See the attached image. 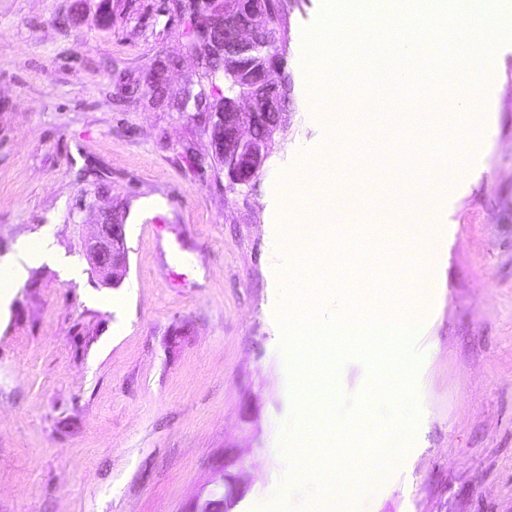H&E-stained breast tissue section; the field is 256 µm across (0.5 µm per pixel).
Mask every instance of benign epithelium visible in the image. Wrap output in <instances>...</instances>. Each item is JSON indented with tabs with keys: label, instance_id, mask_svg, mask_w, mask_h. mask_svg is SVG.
Masks as SVG:
<instances>
[{
	"label": "benign epithelium",
	"instance_id": "7a95c632",
	"mask_svg": "<svg viewBox=\"0 0 512 512\" xmlns=\"http://www.w3.org/2000/svg\"><path fill=\"white\" fill-rule=\"evenodd\" d=\"M195 4V33L207 34L212 53L223 58L220 76L228 83L223 111L211 113L207 133L224 175L237 185L259 177L274 135L290 116L291 81L284 75L281 44L285 37V0H190ZM91 268L118 285L128 268L123 220L106 211L95 233L84 242Z\"/></svg>",
	"mask_w": 512,
	"mask_h": 512
}]
</instances>
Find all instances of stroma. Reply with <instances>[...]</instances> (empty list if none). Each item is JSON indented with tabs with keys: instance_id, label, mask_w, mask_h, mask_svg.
<instances>
[{
	"instance_id": "1",
	"label": "stroma",
	"mask_w": 512,
	"mask_h": 512,
	"mask_svg": "<svg viewBox=\"0 0 512 512\" xmlns=\"http://www.w3.org/2000/svg\"><path fill=\"white\" fill-rule=\"evenodd\" d=\"M321 7L289 8L290 121L244 186L213 156L217 92L171 0H0V256L45 235L79 271L30 266L0 313V512H266L283 493L288 243L375 211L400 250L415 191L402 171L341 209L291 202L336 194L335 172L304 168L333 133L301 41ZM493 69L425 268L416 424L338 512H512V42ZM189 90L205 107L179 110ZM105 211L126 224L116 288L82 252Z\"/></svg>"
}]
</instances>
